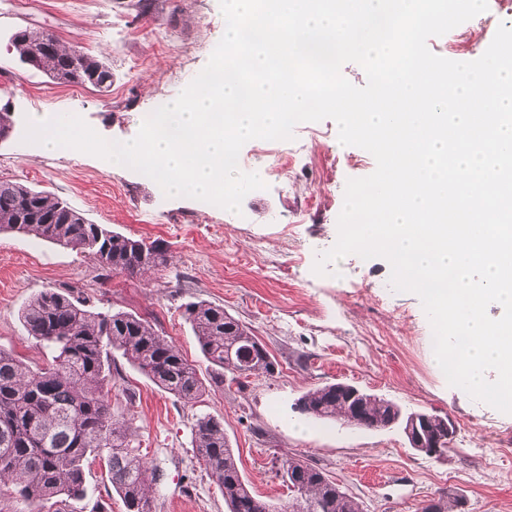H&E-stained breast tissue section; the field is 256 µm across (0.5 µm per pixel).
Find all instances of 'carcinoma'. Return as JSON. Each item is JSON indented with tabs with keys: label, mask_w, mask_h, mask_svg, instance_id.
I'll use <instances>...</instances> for the list:
<instances>
[{
	"label": "carcinoma",
	"mask_w": 512,
	"mask_h": 512,
	"mask_svg": "<svg viewBox=\"0 0 512 512\" xmlns=\"http://www.w3.org/2000/svg\"><path fill=\"white\" fill-rule=\"evenodd\" d=\"M13 43L21 62L52 80L67 74L74 85H112L109 66L94 55L68 49L49 33L20 30ZM66 203L20 182L0 179V231H10L93 255L112 274L161 272L170 266L167 251L155 243L128 237L104 224H90ZM186 319L206 361L232 379L256 373L272 375L275 363L255 348L253 334L240 320L212 303L191 302ZM27 334L50 353L43 367L30 368L0 350V484L12 487L26 512H76L87 492L91 466L104 465L125 512H154L155 465L131 446L128 419L112 412L110 389L130 404L133 394L118 381V352L154 385L183 401H195L206 387L196 365L176 343L144 318L126 311H92L80 300L45 288L23 309ZM296 409L317 420H340L368 430L390 426L395 414L389 401H365L359 410L336 397L327 385L305 393ZM427 438L448 452V428L434 421L423 428ZM195 448L217 485L228 512H267L268 502L248 488L224 435V419L204 414L196 419ZM283 482L298 481L280 512H295L300 500L313 512H362L359 503L321 469L294 456L280 460ZM464 510V497L446 493L434 512Z\"/></svg>",
	"instance_id": "cac0c4a2"
}]
</instances>
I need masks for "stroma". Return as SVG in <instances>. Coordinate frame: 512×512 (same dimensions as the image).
I'll use <instances>...</instances> for the list:
<instances>
[{"mask_svg":"<svg viewBox=\"0 0 512 512\" xmlns=\"http://www.w3.org/2000/svg\"><path fill=\"white\" fill-rule=\"evenodd\" d=\"M512 15L496 7L460 24L468 51L449 52L451 34L429 49L459 61L478 59ZM47 32L61 44L98 56L112 85H59L19 60L11 38ZM455 32V33H456ZM224 34L219 0H0V112L13 125L0 141V178L50 193L89 222L167 248L170 266L156 274H109L90 256L14 232H0V349L30 367L49 358L28 336L22 308L46 288H60L95 310L140 315L175 340L205 381L199 402L159 389L119 361L132 402L134 442L162 471L156 512H227L224 498L196 457L197 417L224 420L244 479L265 501L291 497L275 459L297 455L322 469L363 512H417L421 501L453 490L466 512H512V414L450 386L434 362L433 335L420 299L390 289L387 260L349 254L313 273L317 255L334 246L347 179L370 175L366 150L338 140L335 121L297 124L306 149L293 168L275 165L266 141L240 151L241 169L264 189L247 194L241 213L187 197H168L151 178L109 168L101 158L64 148L44 154L24 140L32 112L76 114L103 138L134 139L143 113L177 98L202 71ZM207 301L248 326L278 364L273 375L216 383L184 316ZM337 382L398 405L403 412L451 418L456 434L443 458L410 448L401 427L370 431L343 421H316L295 407L306 392Z\"/></svg>","mask_w":512,"mask_h":512,"instance_id":"obj_1","label":"stroma"}]
</instances>
